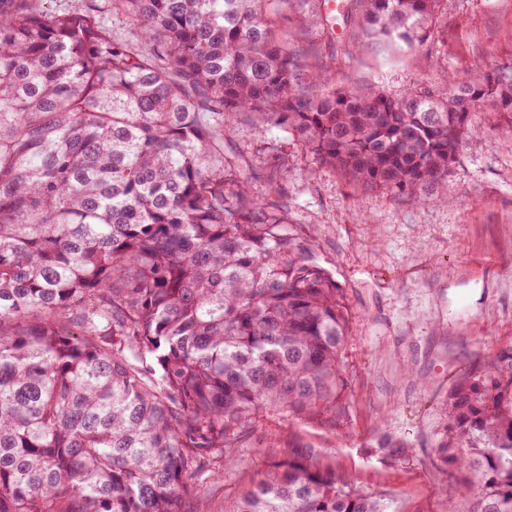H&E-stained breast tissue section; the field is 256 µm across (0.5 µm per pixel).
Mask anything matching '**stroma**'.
<instances>
[{
    "label": "stroma",
    "mask_w": 512,
    "mask_h": 512,
    "mask_svg": "<svg viewBox=\"0 0 512 512\" xmlns=\"http://www.w3.org/2000/svg\"><path fill=\"white\" fill-rule=\"evenodd\" d=\"M295 11L291 0L281 5L278 27L307 65L323 68L337 85H373L399 96L512 64V0H441L430 54L391 58L358 51L348 28L300 29ZM471 122L478 132L441 186L444 205L356 189L256 117L226 123L225 146L239 155L255 196L268 192L263 147L282 145L289 220L314 233L318 263L344 291L351 327L347 419L332 433L267 417L257 441L187 512H224L264 469V448L291 443L362 489L386 494L394 512H445L439 484L459 477L453 469L442 472L434 452L448 391L470 366L512 349V135L499 131L490 101ZM383 433L407 443L408 460L384 457L376 446Z\"/></svg>",
    "instance_id": "1"
}]
</instances>
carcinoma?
Wrapping results in <instances>:
<instances>
[{
    "instance_id": "1",
    "label": "carcinoma",
    "mask_w": 512,
    "mask_h": 512,
    "mask_svg": "<svg viewBox=\"0 0 512 512\" xmlns=\"http://www.w3.org/2000/svg\"><path fill=\"white\" fill-rule=\"evenodd\" d=\"M84 2L0 0V512H184L261 419L346 417L343 290L280 182L252 194L226 121L257 115L356 187L445 203L476 104L512 131V65L392 97L304 65L270 0ZM440 2L338 16L358 44L419 51ZM435 448L464 473L448 512H512V351L457 377ZM266 455L227 512H388L297 448Z\"/></svg>"
}]
</instances>
